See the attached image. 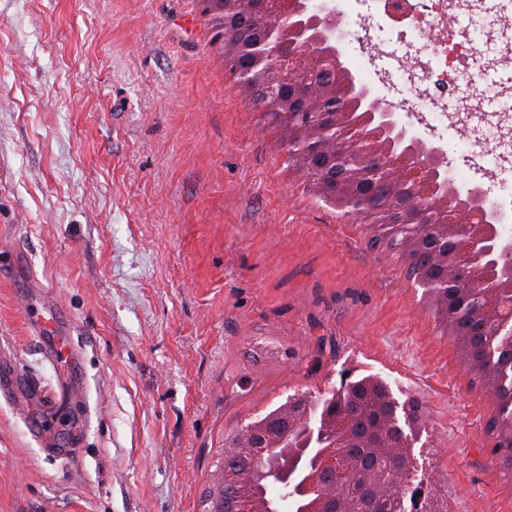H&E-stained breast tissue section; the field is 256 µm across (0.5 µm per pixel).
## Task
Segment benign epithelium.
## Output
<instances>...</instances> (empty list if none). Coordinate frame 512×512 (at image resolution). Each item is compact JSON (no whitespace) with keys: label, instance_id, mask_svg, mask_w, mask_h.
Listing matches in <instances>:
<instances>
[{"label":"benign epithelium","instance_id":"obj_1","mask_svg":"<svg viewBox=\"0 0 512 512\" xmlns=\"http://www.w3.org/2000/svg\"><path fill=\"white\" fill-rule=\"evenodd\" d=\"M253 11L265 18L276 16L281 28L278 71L266 80V96L277 97L281 71L295 74L299 60L304 64L303 76L309 80L298 89L305 100L314 97V85L310 84L313 76L327 67L333 71L336 125H348L353 112L365 113L356 144H346L339 151L342 162L392 179L413 196L433 204L424 214V223L453 238L452 272L460 278H475L476 332L501 335L502 328L512 322V236L497 230L509 222L508 214L489 199L482 186L458 189L448 171L443 146L411 135L400 123L396 107L371 94L352 73L340 48L341 17L333 0H254ZM489 429L492 447H512V433L500 429L497 416L491 417ZM320 456L319 469L309 475L305 487L320 492L313 510L326 512V494H349L346 482L353 475L354 461L344 441L320 449ZM406 468L405 481L415 490L419 512H434L432 495L427 491L428 476L417 475V462L411 454ZM235 512H265V506L244 488Z\"/></svg>","mask_w":512,"mask_h":512}]
</instances>
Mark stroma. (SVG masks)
I'll return each instance as SVG.
<instances>
[{
    "label": "stroma",
    "instance_id": "35a3bbf8",
    "mask_svg": "<svg viewBox=\"0 0 512 512\" xmlns=\"http://www.w3.org/2000/svg\"><path fill=\"white\" fill-rule=\"evenodd\" d=\"M215 32L198 0H0V512H204L225 431L368 375L419 402L448 512H512L495 399L406 259L288 169ZM496 120L430 139L512 213L472 156ZM490 420V419H489ZM497 421V414L491 417L489 429L493 439L492 448H501V458L504 466L512 471V433L511 431H501L500 424ZM508 449V453H505Z\"/></svg>",
    "mask_w": 512,
    "mask_h": 512
}]
</instances>
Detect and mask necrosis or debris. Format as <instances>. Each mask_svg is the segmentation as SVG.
Returning a JSON list of instances; mask_svg holds the SVG:
<instances>
[{
    "label": "necrosis or debris",
    "instance_id": "necrosis-or-debris-1",
    "mask_svg": "<svg viewBox=\"0 0 512 512\" xmlns=\"http://www.w3.org/2000/svg\"><path fill=\"white\" fill-rule=\"evenodd\" d=\"M384 28L364 26L347 30L360 52L382 56L388 35H395L406 56L415 57L423 71L421 81L407 87L408 107L422 118L439 125L457 122L458 114L449 112L448 98L459 80L481 68L478 43L499 46L498 61L512 65V43L499 40V24L487 21L480 37H472L459 26L460 16L480 13L483 0H374Z\"/></svg>",
    "mask_w": 512,
    "mask_h": 512
}]
</instances>
